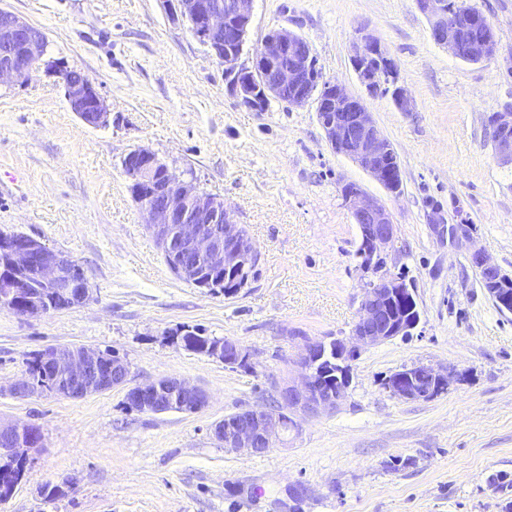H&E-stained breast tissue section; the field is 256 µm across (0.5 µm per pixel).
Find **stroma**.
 Instances as JSON below:
<instances>
[{"label": "stroma", "mask_w": 512, "mask_h": 512, "mask_svg": "<svg viewBox=\"0 0 512 512\" xmlns=\"http://www.w3.org/2000/svg\"><path fill=\"white\" fill-rule=\"evenodd\" d=\"M497 36L495 56L470 64L437 46L415 0H254L245 54L273 28L311 46L323 79L358 93L350 63L359 29L394 59L415 108L367 98L398 156L395 196L336 155L315 103L265 112L228 95L224 68L160 0H0L46 33L48 58L95 84L110 112L100 128L71 112L62 84L37 72L0 84V232L62 251L91 298L36 318L0 310V420L42 438L0 512H280L306 490L300 512H506L512 505V313L498 310L464 251L440 241L429 205L460 206L474 243L512 273V165L485 127L512 105V0H466ZM145 147L200 190L220 197L259 254L258 275L233 296L178 279L132 198L123 158ZM380 199L397 225V271L417 289L411 336L362 351L336 410L300 421L261 455L225 450L224 416L267 404L292 370L296 339L347 335L362 283L359 232L341 188ZM240 341L254 368L185 349L182 328ZM54 345L110 349L128 385L180 377L203 388L198 414L140 413L126 388L82 399L18 397L30 353ZM454 375L428 401L384 387L405 366ZM73 490L52 500L42 488ZM239 484L246 495H229Z\"/></svg>", "instance_id": "obj_1"}]
</instances>
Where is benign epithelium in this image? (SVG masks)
Returning a JSON list of instances; mask_svg holds the SVG:
<instances>
[{"instance_id":"benign-epithelium-1","label":"benign epithelium","mask_w":512,"mask_h":512,"mask_svg":"<svg viewBox=\"0 0 512 512\" xmlns=\"http://www.w3.org/2000/svg\"><path fill=\"white\" fill-rule=\"evenodd\" d=\"M160 2L172 19L200 33L224 67L226 89L238 105L259 112L260 100L279 99L285 93L290 106L315 101L318 120L332 151L351 160L393 195H399L394 186L402 182L401 168L389 162L393 146L373 119L364 96L332 81L324 82L323 93L314 95L313 51L296 33L274 28L263 38L248 67L259 81L255 87L239 79L245 64L229 48L233 41L247 38L254 0H232L226 10L217 0ZM416 5L429 23L434 42L454 57L482 62L496 54V32L486 15L458 10L451 0H416ZM475 25L484 28L482 39L464 40L463 32ZM30 31L28 22L13 16L5 41L9 47L20 42L25 53L17 56L9 49L4 51L8 62L0 63V82L25 83L36 74L42 44ZM350 62L367 94L385 91L399 111L414 110L394 59L376 36L360 30L351 46ZM57 77L71 111L81 121L92 127L108 124L110 112L89 78L67 77L62 72ZM485 125L496 158L512 164V107L490 113ZM123 170L137 185L136 204L144 222L179 279L202 287L201 264L214 272L231 269L244 280L250 279V271L259 263V253L245 225L237 221L224 200L202 193L192 181L172 177L167 164L144 147L127 154ZM341 195L359 230L361 278L365 279L356 321L347 336L330 341L301 339L293 360L298 375L278 387L274 406L244 410L216 422L213 436L226 450L265 453L275 447L284 432L297 427L299 419L337 409L348 396L352 363L361 351L408 336L419 324L417 317L406 320L395 314L396 302L413 304L416 294L415 288L388 265V259L397 253V227L391 212L355 183L343 185ZM428 224L434 234L448 239L451 247L464 241L471 243L466 259L478 271L491 298L503 310L512 309V274L472 245L473 226L468 220L461 217L450 223L444 209L436 207L428 212ZM34 290L53 296L63 307L80 305L90 297L87 280L70 257L30 236L18 239L1 233L0 301L19 305L20 316H43L48 310L32 295ZM210 356L230 368L252 365L250 351L230 338L214 343ZM35 366L53 374L52 393L64 398L81 399L128 384V362L115 353L109 362L97 348L50 346L38 354ZM451 379L446 370L415 364L393 373L385 389L399 400H430L446 392ZM11 392L29 396L44 393L46 388L28 370ZM126 399L132 409L151 414H195L208 403L201 387L177 377L127 387ZM29 431L28 424L0 421V475H15L13 468L18 462L30 464L35 444Z\"/></svg>"}]
</instances>
